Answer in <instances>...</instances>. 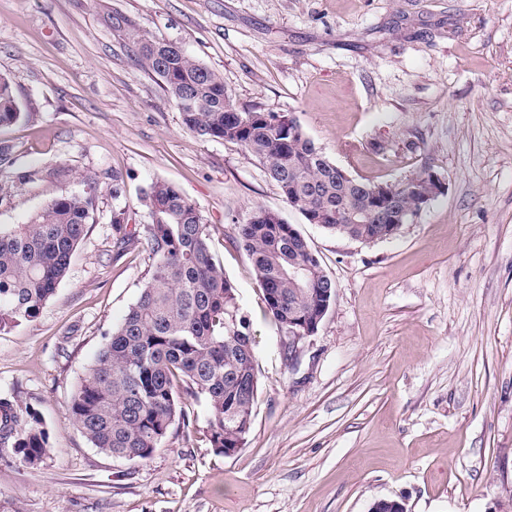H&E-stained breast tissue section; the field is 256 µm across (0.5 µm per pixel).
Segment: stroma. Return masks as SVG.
<instances>
[{"label":"stroma","instance_id":"1","mask_svg":"<svg viewBox=\"0 0 512 512\" xmlns=\"http://www.w3.org/2000/svg\"><path fill=\"white\" fill-rule=\"evenodd\" d=\"M132 27L219 73L238 106L292 114L353 177L426 166L441 193L371 245L307 223L238 145L184 127ZM0 75L27 114L0 127V225L97 181L66 278L0 332V396L51 446L35 466L0 446V512H512V0H0ZM156 179L194 202L252 323L258 397L230 456L200 404L196 430L146 462L93 448L67 408L147 278L140 193ZM258 206L336 285L292 363L237 243Z\"/></svg>","mask_w":512,"mask_h":512}]
</instances>
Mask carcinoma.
<instances>
[{"label": "carcinoma", "mask_w": 512, "mask_h": 512, "mask_svg": "<svg viewBox=\"0 0 512 512\" xmlns=\"http://www.w3.org/2000/svg\"><path fill=\"white\" fill-rule=\"evenodd\" d=\"M137 62L158 77L187 130L203 140L240 146L263 167L288 206L305 220L347 237H380L399 214L420 211L436 184L420 169L397 183L358 180L338 168L291 114L241 110L226 95L224 78L181 47L142 35L132 40ZM25 118L10 81L0 76V127ZM391 189L398 210L385 208L382 187ZM142 201L152 224L147 238L148 279L122 321L96 352L68 408L80 432L99 451L147 462L168 434L189 432L197 418L183 397L208 411L213 448H228L248 432L258 389L246 393L240 377L257 376L251 321L238 306L234 285L211 250L209 225L173 183L152 181ZM90 195H61L25 224L0 226V331L30 322L66 277L70 261L92 220ZM115 247L133 240L127 224L114 220ZM263 291L266 312L282 335L288 318H312L335 289L318 257L294 225L257 207L237 225ZM307 271L304 282L288 278ZM11 443L29 465L48 455L49 435L27 408L0 397V444Z\"/></svg>", "instance_id": "carcinoma-1"}]
</instances>
